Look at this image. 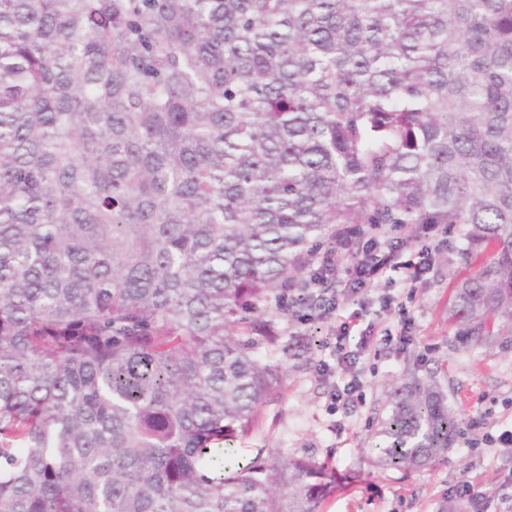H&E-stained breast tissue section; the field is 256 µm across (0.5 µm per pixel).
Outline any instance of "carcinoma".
I'll use <instances>...</instances> for the list:
<instances>
[{"instance_id": "obj_1", "label": "carcinoma", "mask_w": 512, "mask_h": 512, "mask_svg": "<svg viewBox=\"0 0 512 512\" xmlns=\"http://www.w3.org/2000/svg\"><path fill=\"white\" fill-rule=\"evenodd\" d=\"M446 224L512 325V0H0V512H317L235 461L284 372L259 303L343 225ZM404 376L376 453L440 460Z\"/></svg>"}]
</instances>
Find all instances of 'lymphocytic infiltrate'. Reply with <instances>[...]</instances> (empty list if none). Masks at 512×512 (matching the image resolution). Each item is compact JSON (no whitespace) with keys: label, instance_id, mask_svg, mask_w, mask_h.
Returning a JSON list of instances; mask_svg holds the SVG:
<instances>
[{"label":"lymphocytic infiltrate","instance_id":"f902f5d3","mask_svg":"<svg viewBox=\"0 0 512 512\" xmlns=\"http://www.w3.org/2000/svg\"><path fill=\"white\" fill-rule=\"evenodd\" d=\"M443 230L444 227L440 224H421L407 239L387 242L384 248L374 251L363 242L364 230L351 227L339 231L334 246L322 254L319 260V272L313 278L314 284L317 285L333 275L346 260L350 259L354 262L353 282L341 289L326 311L327 317L332 321L331 328L336 335V368H339L343 380L342 385L334 386L331 392L336 402L347 405L361 399L364 381L356 364L360 357L371 354L377 349L376 338L370 333L361 334L357 345L353 346L349 343L357 319L356 314L349 311L355 295L388 271H402L406 280L411 282L421 279L426 271L424 263L402 260V251L408 247L419 246L426 241L436 240Z\"/></svg>","mask_w":512,"mask_h":512}]
</instances>
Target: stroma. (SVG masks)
Masks as SVG:
<instances>
[{
	"label": "stroma",
	"mask_w": 512,
	"mask_h": 512,
	"mask_svg": "<svg viewBox=\"0 0 512 512\" xmlns=\"http://www.w3.org/2000/svg\"><path fill=\"white\" fill-rule=\"evenodd\" d=\"M481 262L451 231L423 280L412 283L390 271L364 288L354 307L360 327L381 338L392 332L393 339L361 360L365 395L353 406L332 405V381L318 373L320 361L335 357L319 301L345 287L350 268L330 276L318 299L283 302L270 293L261 305L268 335L257 355L281 366L285 378L262 406L258 428L237 440L240 456L305 457L335 471L336 487L318 512H446L450 490L464 480L483 492L484 512H512V441L502 438L512 430V326L496 322L490 341L475 344L450 319L457 281ZM410 371L444 387L460 434L445 459L431 466L385 468L373 453L377 432L391 390Z\"/></svg>",
	"instance_id": "1"
}]
</instances>
